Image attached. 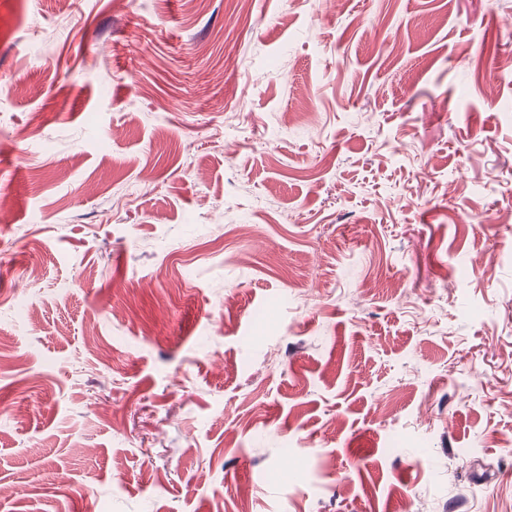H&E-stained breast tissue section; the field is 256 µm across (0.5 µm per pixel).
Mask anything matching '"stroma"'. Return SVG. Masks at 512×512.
I'll list each match as a JSON object with an SVG mask.
<instances>
[{"instance_id":"stroma-1","label":"stroma","mask_w":512,"mask_h":512,"mask_svg":"<svg viewBox=\"0 0 512 512\" xmlns=\"http://www.w3.org/2000/svg\"><path fill=\"white\" fill-rule=\"evenodd\" d=\"M508 17L0 0V512H512Z\"/></svg>"}]
</instances>
